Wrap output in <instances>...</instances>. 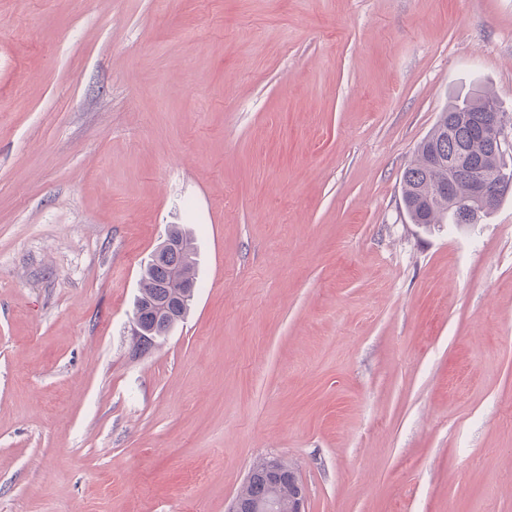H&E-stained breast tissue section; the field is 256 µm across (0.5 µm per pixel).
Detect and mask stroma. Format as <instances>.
I'll return each instance as SVG.
<instances>
[{
  "label": "stroma",
  "instance_id": "1",
  "mask_svg": "<svg viewBox=\"0 0 512 512\" xmlns=\"http://www.w3.org/2000/svg\"><path fill=\"white\" fill-rule=\"evenodd\" d=\"M477 89L512 114V0H0V512H225L272 458L306 512H512V190L402 200ZM166 236L174 237V248L166 258L157 257L155 248L140 275L134 324L130 328L133 338L141 335L134 342L135 349L140 351L152 348L184 320L195 296L194 288H185L195 286L198 279L192 239L180 224L168 225ZM163 304L167 305L171 315H159L158 306Z\"/></svg>",
  "mask_w": 512,
  "mask_h": 512
}]
</instances>
